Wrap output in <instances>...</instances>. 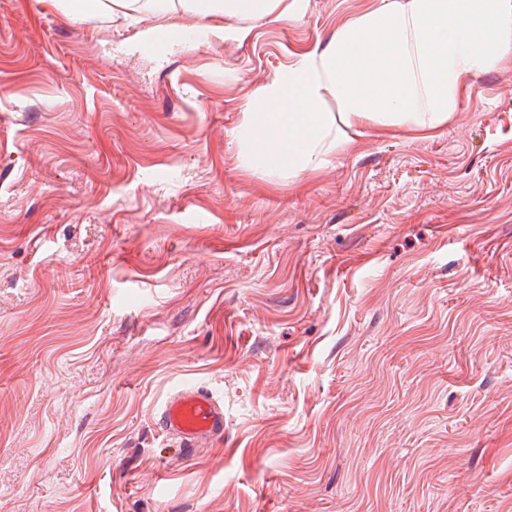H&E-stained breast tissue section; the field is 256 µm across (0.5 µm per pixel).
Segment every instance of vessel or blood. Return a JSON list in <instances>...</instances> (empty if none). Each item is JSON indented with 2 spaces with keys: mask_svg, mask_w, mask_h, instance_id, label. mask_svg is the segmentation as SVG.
<instances>
[{
  "mask_svg": "<svg viewBox=\"0 0 512 512\" xmlns=\"http://www.w3.org/2000/svg\"><path fill=\"white\" fill-rule=\"evenodd\" d=\"M154 424L189 455L199 446L223 441L224 404L204 388L186 384L165 398Z\"/></svg>",
  "mask_w": 512,
  "mask_h": 512,
  "instance_id": "b4317fda",
  "label": "vessel or blood"
}]
</instances>
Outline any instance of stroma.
Masks as SVG:
<instances>
[{"mask_svg": "<svg viewBox=\"0 0 512 512\" xmlns=\"http://www.w3.org/2000/svg\"><path fill=\"white\" fill-rule=\"evenodd\" d=\"M377 2L220 40L0 0V512H512V63L297 174L237 135ZM154 424L190 456L199 446L223 441L224 403L196 384H184L165 398Z\"/></svg>", "mask_w": 512, "mask_h": 512, "instance_id": "obj_1", "label": "stroma"}]
</instances>
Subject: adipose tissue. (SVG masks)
<instances>
[{"instance_id":"ef3b65f1","label":"adipose tissue","mask_w":512,"mask_h":512,"mask_svg":"<svg viewBox=\"0 0 512 512\" xmlns=\"http://www.w3.org/2000/svg\"><path fill=\"white\" fill-rule=\"evenodd\" d=\"M74 23L119 6L125 15L187 14L223 36V20L299 19L284 0H65ZM512 61V0H382L344 24L322 51L297 59L265 85L240 131L251 164L304 170L351 141L348 127L434 130L455 112L464 76ZM337 111H329V102Z\"/></svg>"}]
</instances>
